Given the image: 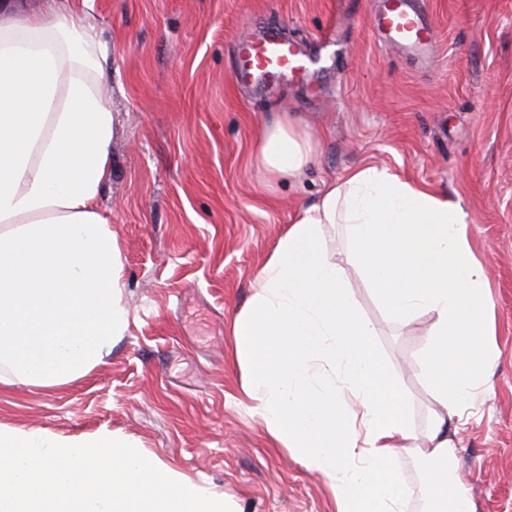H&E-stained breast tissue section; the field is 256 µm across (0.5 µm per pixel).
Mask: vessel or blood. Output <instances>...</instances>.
<instances>
[{"mask_svg": "<svg viewBox=\"0 0 512 512\" xmlns=\"http://www.w3.org/2000/svg\"><path fill=\"white\" fill-rule=\"evenodd\" d=\"M376 28L390 44L414 51L429 49L434 32L412 0H385L375 19ZM238 81L275 83L298 79L309 69L310 58L274 30L260 39L245 38L237 46Z\"/></svg>", "mask_w": 512, "mask_h": 512, "instance_id": "b4317fda", "label": "vessel or blood"}]
</instances>
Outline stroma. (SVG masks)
Returning <instances> with one entry per match:
<instances>
[{
    "label": "stroma",
    "mask_w": 512,
    "mask_h": 512,
    "mask_svg": "<svg viewBox=\"0 0 512 512\" xmlns=\"http://www.w3.org/2000/svg\"><path fill=\"white\" fill-rule=\"evenodd\" d=\"M431 52L386 43L383 0H89L106 49L98 80L116 116L99 200L124 265L129 327L108 363L62 387L0 385V424L79 436L119 430L240 512H336L326 480L273 444L243 392L232 325L303 208L354 168L377 166L460 200L489 270V389L460 436L458 472L477 512H512V0H417ZM281 28L337 56L304 80L234 77L245 36ZM289 114L315 159L268 180L250 151ZM360 313L405 394L416 432L432 319L394 321L350 273Z\"/></svg>",
    "instance_id": "obj_1"
}]
</instances>
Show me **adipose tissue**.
<instances>
[{
  "instance_id": "1",
  "label": "adipose tissue",
  "mask_w": 512,
  "mask_h": 512,
  "mask_svg": "<svg viewBox=\"0 0 512 512\" xmlns=\"http://www.w3.org/2000/svg\"><path fill=\"white\" fill-rule=\"evenodd\" d=\"M89 13L69 0H0V383L60 387L105 364L129 325L117 238L97 202L111 176L115 117L94 60ZM271 178L299 175L309 137L282 117L252 149ZM346 225L344 258L324 247ZM356 270L393 320L431 315L422 375L435 405L424 433L348 287ZM237 316L243 386L271 437L325 477L336 512H405L394 466L412 457L427 512H475L457 476L464 406L491 361L488 276L460 201L374 166L351 170L302 210ZM340 386L315 383V371ZM352 396L359 424L344 417Z\"/></svg>"
}]
</instances>
